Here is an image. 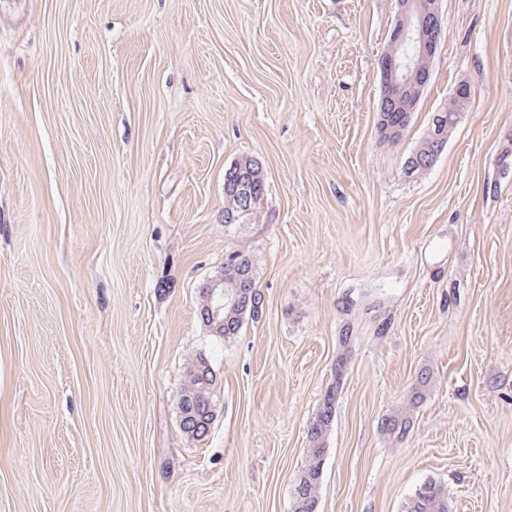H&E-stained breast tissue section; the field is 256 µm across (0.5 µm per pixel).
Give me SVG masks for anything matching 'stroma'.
<instances>
[{
  "instance_id": "obj_1",
  "label": "stroma",
  "mask_w": 512,
  "mask_h": 512,
  "mask_svg": "<svg viewBox=\"0 0 512 512\" xmlns=\"http://www.w3.org/2000/svg\"><path fill=\"white\" fill-rule=\"evenodd\" d=\"M441 7L390 145L395 0H0V512H293L346 328L318 512H404L430 479L452 512H512V0ZM462 82L445 151L406 175ZM245 156L265 193L228 224ZM241 248L263 313L220 341L197 285ZM198 352L217 374L199 441L178 409ZM243 190V191H242ZM265 191V181L259 162L251 157H242L224 172V221L240 224L255 214L256 205ZM251 195L254 204L250 209L243 207L241 199ZM233 217L231 221L230 218ZM433 374L430 369H421L407 387L400 405L385 414L380 422V432L388 439L403 441L413 428V414L427 399Z\"/></svg>"
}]
</instances>
